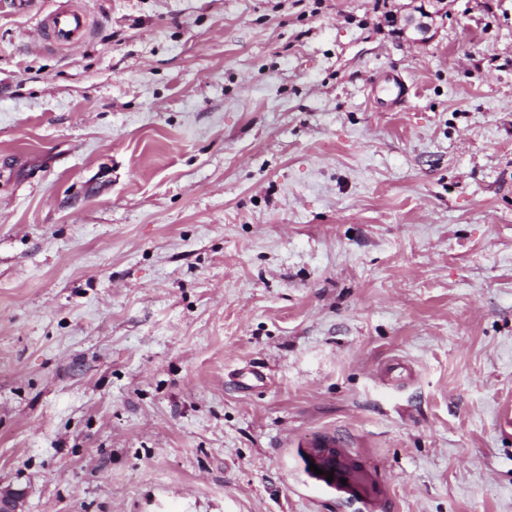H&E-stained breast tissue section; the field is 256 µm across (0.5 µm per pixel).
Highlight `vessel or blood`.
Returning <instances> with one entry per match:
<instances>
[{
  "mask_svg": "<svg viewBox=\"0 0 512 512\" xmlns=\"http://www.w3.org/2000/svg\"><path fill=\"white\" fill-rule=\"evenodd\" d=\"M42 30L59 45L78 46L88 33L87 16L78 8L61 7L46 16ZM316 445L317 450L310 453L309 459L321 470L315 478L317 484L329 487L340 499L367 500L371 512H377L387 502V491L374 487L372 476L363 462L337 448L334 440L322 438Z\"/></svg>",
  "mask_w": 512,
  "mask_h": 512,
  "instance_id": "b4317fda",
  "label": "vessel or blood"
}]
</instances>
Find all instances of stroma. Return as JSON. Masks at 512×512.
<instances>
[{
    "label": "stroma",
    "mask_w": 512,
    "mask_h": 512,
    "mask_svg": "<svg viewBox=\"0 0 512 512\" xmlns=\"http://www.w3.org/2000/svg\"><path fill=\"white\" fill-rule=\"evenodd\" d=\"M407 2L78 0L68 48L28 39L63 0H0L24 512H360L307 480L322 436L388 512H512V0L426 43Z\"/></svg>",
    "instance_id": "stroma-1"
}]
</instances>
